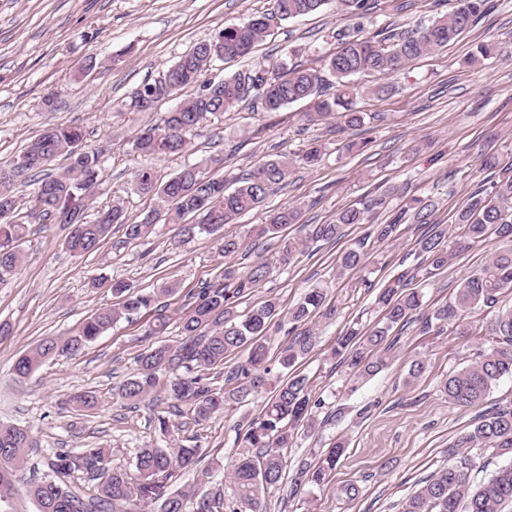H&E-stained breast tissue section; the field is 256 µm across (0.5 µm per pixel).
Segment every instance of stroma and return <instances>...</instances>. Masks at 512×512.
<instances>
[{
    "label": "stroma",
    "mask_w": 512,
    "mask_h": 512,
    "mask_svg": "<svg viewBox=\"0 0 512 512\" xmlns=\"http://www.w3.org/2000/svg\"><path fill=\"white\" fill-rule=\"evenodd\" d=\"M494 2L484 20L447 48L387 77L388 94L358 98V108L372 118L357 129L305 122L303 115L312 108L308 100L269 113L250 98L237 111L212 116L197 130L187 152L152 159V166L166 176L215 155L222 160L219 175L230 180L268 159L296 160L310 142L324 146L318 168L296 161L265 207L225 225V232L243 240L242 254L232 261L220 255L217 235L199 233L178 243L171 224L155 225L139 240L127 239L124 227L113 225L101 248L85 256L66 251L63 225H31L23 266L0 281V323L11 326L10 335L0 338V421L26 428L35 438L29 467L43 476L56 450L76 452L99 445L111 449L114 464L130 468L138 449L160 443L154 416L167 408V400L130 406L113 396L134 371L136 355L149 345L144 319L118 322L80 354L50 360L26 379H17L13 372L16 359L42 338L66 335L112 304L113 281L146 292L169 281L178 283L177 292L163 300L169 326L162 341L176 345L181 341L179 319L191 293L219 280L225 264L241 268L274 258L275 241L255 233L267 210L301 203L300 223L285 230L301 238L309 225L328 222L340 209L362 206L388 189V209L374 210L370 223L385 222L390 210L410 199L429 198L437 205L433 222L448 226L471 194L489 188L499 172L482 169L484 155L512 158V0ZM371 3L361 18H347L331 8L278 22L251 57L215 62L208 75L221 79L289 53L295 62L316 66L336 48L337 30L358 27L366 35L385 28L403 30L449 8L448 0ZM272 6L273 0H0V164L9 163L49 125L80 127L87 145L101 150L104 158L90 211L111 207L114 192L120 190L127 217L140 221L152 201L129 190L143 163L130 142L140 127L160 122L171 105L130 112L124 107L129 93L156 79L216 30L270 12ZM486 41L499 43L501 55L466 65L476 45ZM91 59L96 62L92 68L87 65ZM48 95L53 98L49 106L44 103ZM349 141L365 142L366 147L347 152ZM416 141L425 144L418 153L411 149ZM369 225L346 228L333 244L309 243L295 264L275 270L240 303L245 309L276 299L278 322L268 338L275 359L295 339L286 328L289 310L308 289L327 291L309 324L315 347L299 365L318 401L312 409L316 426L311 433L295 435L285 448L288 467L283 481L263 495L266 512H399L423 480L450 464V445L472 428L479 413L512 407L511 377L502 378L480 406L449 403L442 380L470 364L488 343L483 335L457 336L439 324L426 334L413 324L397 332L389 367L356 391H346L349 369L331 356L337 336L352 322L370 326L381 319L374 305L377 291L397 272L419 264L414 242L427 231L423 225H405L398 240L370 245L360 275L337 277L338 256L365 237ZM498 248L496 239H487L421 283L422 315L452 301L464 279ZM418 357L426 359L427 371L408 381L410 363ZM85 391L98 397L99 406L75 415L67 401ZM266 400L263 393L250 395L224 414L181 429V444L199 445L203 465L212 468V488L227 487L228 466ZM339 437L347 440V451L323 483L295 487L301 466L317 464L322 449Z\"/></svg>",
    "instance_id": "35a3bbf8"
}]
</instances>
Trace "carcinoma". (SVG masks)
<instances>
[{
	"mask_svg": "<svg viewBox=\"0 0 512 512\" xmlns=\"http://www.w3.org/2000/svg\"><path fill=\"white\" fill-rule=\"evenodd\" d=\"M447 13L428 23L400 34L385 29L372 37L360 31L336 33V50L324 57L322 68L288 64L283 58L267 65L260 63L233 76L215 80L204 78L216 60L229 63L250 56L258 43L268 36L275 20H288L317 14L330 4L344 16L356 17L369 10L368 0H274L273 11L253 15L239 24L228 25L205 41L182 54L162 75L140 85L148 104H131L138 112H151L163 103L178 98L189 87L193 96L179 102L161 118L160 123L138 131L132 151L146 158L156 155H179L187 151L192 134L209 117L232 112L254 92L261 108L278 112L285 106L310 100L314 111L305 113L308 122L336 116L344 128L353 129L365 122L367 113L356 109L358 96H381L386 84L359 85L354 76L394 75L409 68L416 60L448 47V44L490 14L492 0H450ZM500 52L491 42L481 43L469 58L471 62L490 59ZM334 92L324 94L326 85ZM59 158L68 164L58 173H43V168ZM104 160L101 151L84 145V133L75 126L52 125L45 128L9 164L0 175V277L20 268L25 254L22 244L29 233L28 223L17 219L25 210L42 222L61 223L64 212H72L67 223L64 248L75 256L99 249L114 224L126 226L130 240L147 236L155 222L178 226V235L191 238L197 233H215L232 224L242 214L260 207L276 186L288 179L292 159L280 156L261 162L225 187L224 178L211 173L220 160L209 156L186 165L177 172L161 176L151 166L141 167L134 176L131 190L155 201L150 213L153 220L128 222L122 203L97 211L85 218L87 202L94 189ZM511 174L490 183L485 194L474 193L457 211L454 232L433 227V232L416 241L420 264L394 275L378 292L375 302L382 309V319L361 332L349 328L336 340L332 356L353 370L358 379L381 372L388 365L391 330L412 319L423 306V293L410 287L418 276L432 278L448 268L449 258L486 241L492 235L511 243L496 252L488 262L470 275L458 288L454 302L434 311V319L446 322L459 336H472L474 325L467 315L474 309L490 314L486 335L490 346L471 364L453 372L442 385L448 402L461 407H476L497 382L512 377V308L498 306L499 296L512 289V162ZM43 173L33 179L30 191L20 197L14 192L15 179L29 173ZM386 203L381 194L368 206L348 207L325 224L312 226L304 238L285 237L283 230L298 223L301 208L296 204L270 211L259 237L278 240L277 262L282 267L294 263L307 247L308 240L333 243L344 229L367 222V214ZM435 208L432 200L415 199L383 224L371 225V235L379 243L395 240L406 221L427 224ZM192 217L193 222H185ZM243 240L233 234L219 238V251L233 258L242 249ZM364 242L343 252L336 273L366 268ZM272 267L257 261L240 272L224 268L222 281L208 284L192 296V303L181 317L183 341L175 346L159 345L145 349L136 358L134 373L122 381L115 395L136 405L158 391L173 402L184 424H201L223 414L233 403L273 387V394L260 415L250 421L242 437L244 451L230 465L231 493L221 494L193 490L187 495L170 492L167 485L177 470L193 471L196 482L209 483L211 473L199 467L201 448L179 445L175 448L148 447L139 450L135 471L112 463L109 449L88 446L73 453L64 449L54 452L50 473L41 478H25L28 451L37 447L30 432L14 424L0 423V503L22 493L33 501L37 512H143L148 505L158 512H263L262 491L278 484L285 472L282 449L288 447L296 429L314 425L309 379L297 371L299 360L313 349V333L306 325L325 302V289L312 288L289 312L291 330L302 328L298 340L289 345L279 358L286 377L272 384L268 366V336L278 315V304L268 299L240 313L239 301L262 287L270 278ZM177 284H167L154 294L131 290V285L116 281L112 294L117 302L100 308L85 318L65 336L47 337L20 355L14 373L24 379L45 362L72 356L93 342L113 324L155 311L145 334L164 333L168 316L160 306L161 298L176 293ZM245 359L237 366L239 385L226 389L207 381L208 371L224 364L233 352ZM346 442L332 443L322 461L300 469L299 481L319 485L327 472L336 467L344 454ZM494 449L512 454V408L479 415L473 427L451 446L456 461L423 481V485L403 504L401 512H505L512 504V464L499 468L485 482L474 487V467L468 449ZM81 475L93 482L88 492L75 482Z\"/></svg>",
	"mask_w": 512,
	"mask_h": 512,
	"instance_id": "cac0c4a2",
	"label": "carcinoma"
}]
</instances>
